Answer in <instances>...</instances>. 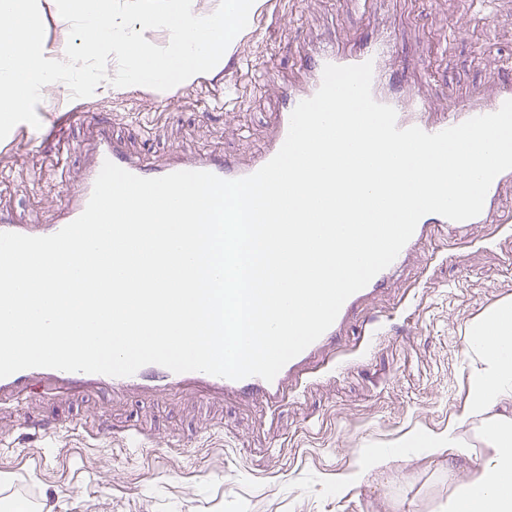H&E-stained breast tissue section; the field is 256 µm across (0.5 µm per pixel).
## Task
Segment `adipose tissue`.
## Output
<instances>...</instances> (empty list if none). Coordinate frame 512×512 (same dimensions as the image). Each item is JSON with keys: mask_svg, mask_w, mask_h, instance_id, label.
Wrapping results in <instances>:
<instances>
[{"mask_svg": "<svg viewBox=\"0 0 512 512\" xmlns=\"http://www.w3.org/2000/svg\"><path fill=\"white\" fill-rule=\"evenodd\" d=\"M470 393L447 429L408 432L361 456L357 468L337 474L336 490L361 486L367 475L397 459L471 458L464 435L477 430L484 453L468 479L448 495V512H512V300L504 299L467 329Z\"/></svg>", "mask_w": 512, "mask_h": 512, "instance_id": "ef3b65f1", "label": "adipose tissue"}]
</instances>
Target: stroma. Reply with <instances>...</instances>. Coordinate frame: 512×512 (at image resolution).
<instances>
[{
	"instance_id": "obj_1",
	"label": "stroma",
	"mask_w": 512,
	"mask_h": 512,
	"mask_svg": "<svg viewBox=\"0 0 512 512\" xmlns=\"http://www.w3.org/2000/svg\"><path fill=\"white\" fill-rule=\"evenodd\" d=\"M374 29L396 33L391 67L438 110L477 91L495 94L501 61L512 59V0H374L365 14L352 0H258L243 37L219 66L176 89L173 107L141 86H100L75 99L62 84L42 98V127L55 112H72L66 140L41 143L26 123L0 140V210L21 224L50 223L66 202L64 177L81 169L80 145L104 117L150 162L180 149L248 163L281 108L276 85L301 72L303 50L330 37L351 44ZM510 296L512 229L441 231L366 302L365 314L386 319V333L363 352L358 327L349 328L336 377L276 410L228 400L201 411L137 397L113 408L57 406L60 422L105 413L113 424L179 438L193 454L154 456L102 440L86 447L62 434L24 439L14 429L0 444V472L13 476L0 485V506L24 493L53 512H443L451 484L466 481L480 454L453 468L444 458L399 459L348 492L325 486L363 450L447 428L469 396L465 330Z\"/></svg>"
}]
</instances>
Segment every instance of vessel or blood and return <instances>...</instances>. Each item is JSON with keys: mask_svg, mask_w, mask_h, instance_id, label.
I'll return each mask as SVG.
<instances>
[{"mask_svg": "<svg viewBox=\"0 0 512 512\" xmlns=\"http://www.w3.org/2000/svg\"><path fill=\"white\" fill-rule=\"evenodd\" d=\"M394 50L395 34L389 30L376 32L348 51L341 49L333 38L304 50V76L300 82L283 86L282 106L275 115L274 132L265 147L247 164L206 152L191 156L176 155L161 165L148 166L130 150L126 141L113 136L111 121H101L94 137L84 148L82 176L78 182L67 186V204L56 214L53 221L48 224H18L9 215L0 212V232L28 236L57 233L85 210L94 182L107 160L144 178L161 177L185 170L208 171L226 180L253 174L277 154L286 139L293 109L300 101L317 92L322 82L323 68L328 64L355 65L371 62L372 96L378 103L395 109L397 126L401 129L416 126L425 132L437 133L472 117L495 112L505 101L512 99V78L507 77L494 95L474 97L449 108L441 118H430L429 103L424 98L398 87L395 76L390 72L388 62ZM508 186L512 187V170L502 172L492 182L483 210L476 218L477 223H512V211L505 208L502 196L504 188ZM448 224L447 218L437 214L423 216L413 236L396 259L363 289L350 296L334 323L302 353L286 363L273 381L269 382L258 376L231 380L203 372L175 373L157 364L145 365L135 374L124 377L30 368L0 378V413L16 411L20 404L37 399L54 404L98 397L110 405L132 396L146 401L191 398L202 404H220L224 399L231 398L242 402H258L269 407L281 406L310 379L335 371L336 346L347 327L356 323L364 335H374L375 320L363 315V303L373 294L382 292L391 278L403 268L410 251L431 242L439 230ZM65 432L83 439H96L105 434L113 444L139 450L144 449L147 440L146 435L137 428L107 426L100 430L82 419L67 425Z\"/></svg>", "mask_w": 512, "mask_h": 512, "instance_id": "1", "label": "vessel or blood"}]
</instances>
